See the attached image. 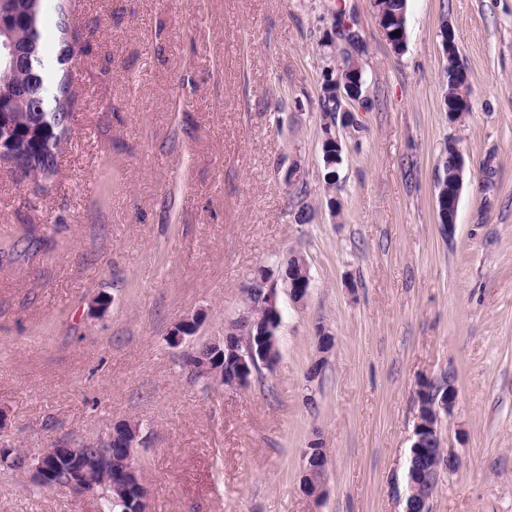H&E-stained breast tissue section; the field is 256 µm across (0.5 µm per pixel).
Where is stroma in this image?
I'll list each match as a JSON object with an SVG mask.
<instances>
[{"instance_id":"obj_1","label":"stroma","mask_w":512,"mask_h":512,"mask_svg":"<svg viewBox=\"0 0 512 512\" xmlns=\"http://www.w3.org/2000/svg\"><path fill=\"white\" fill-rule=\"evenodd\" d=\"M79 106L53 183L0 163V440L29 456L139 422L147 512H403L422 384L452 381L458 459L431 512H512V0H407V45L372 0H72ZM365 40L372 100L323 183L331 13ZM471 86L453 121L440 25ZM465 160L453 236L442 151ZM299 163L313 210L283 183ZM302 255L279 294L278 359L245 387L184 364L245 308L259 266ZM110 305L94 308L97 296ZM198 315L181 345L171 329ZM334 336L308 380L317 325ZM320 441L326 496L299 486ZM0 512H100L98 493L0 466ZM451 144H452V142L449 141L446 146L447 154L441 160L442 167H443L445 160L448 162V174L443 179V183L440 186H439V184H437L438 182L436 183V188H438V186H439L438 193H436V210L438 212H441V211L447 212V223L440 224L442 230L447 231V232L455 229V224H448V211L450 209L456 210L458 196L462 190L461 187H458L455 190L453 195H451V196L448 195V192H450L453 187L456 188V178H457V176L454 175L452 172L451 162H450V159L448 158V148L450 147ZM447 178H448V186L445 184L447 181Z\"/></svg>"}]
</instances>
